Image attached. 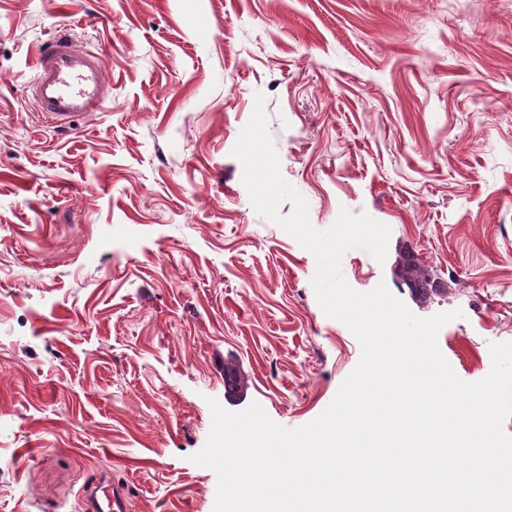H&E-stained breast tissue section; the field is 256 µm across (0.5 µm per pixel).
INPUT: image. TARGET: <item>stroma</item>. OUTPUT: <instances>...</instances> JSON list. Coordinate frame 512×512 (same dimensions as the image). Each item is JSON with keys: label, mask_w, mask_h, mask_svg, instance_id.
I'll return each instance as SVG.
<instances>
[{"label": "stroma", "mask_w": 512, "mask_h": 512, "mask_svg": "<svg viewBox=\"0 0 512 512\" xmlns=\"http://www.w3.org/2000/svg\"><path fill=\"white\" fill-rule=\"evenodd\" d=\"M58 34L112 85L66 130L26 93ZM259 94L312 225L390 229L385 261L344 254L354 290L460 310L438 346L466 382L512 342V0H0V512H80L103 469L129 512H213L209 399L296 428L357 366L232 154ZM404 260V263L400 264L403 283L413 293L412 296L416 301L427 302L439 288H435L434 283L430 282L424 269L408 259Z\"/></svg>", "instance_id": "1"}]
</instances>
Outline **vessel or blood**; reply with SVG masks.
Masks as SVG:
<instances>
[{
	"label": "vessel or blood",
	"mask_w": 512,
	"mask_h": 512,
	"mask_svg": "<svg viewBox=\"0 0 512 512\" xmlns=\"http://www.w3.org/2000/svg\"><path fill=\"white\" fill-rule=\"evenodd\" d=\"M35 110L55 122H69L102 111L112 86L101 57L67 35L38 51L28 84ZM88 512H128V492L107 474H98L87 492Z\"/></svg>",
	"instance_id": "b4317fda"
}]
</instances>
